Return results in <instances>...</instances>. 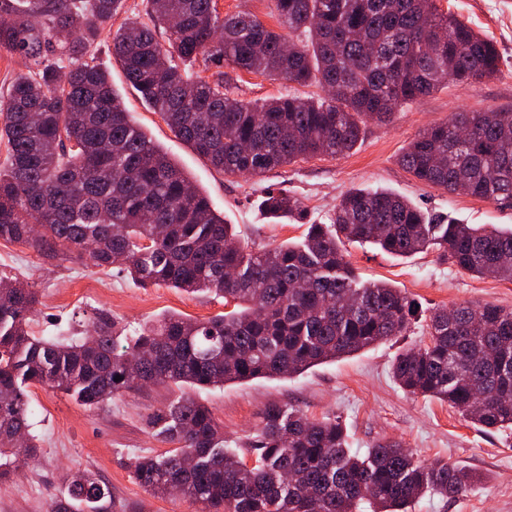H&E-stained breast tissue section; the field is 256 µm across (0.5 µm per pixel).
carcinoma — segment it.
<instances>
[{"mask_svg": "<svg viewBox=\"0 0 512 512\" xmlns=\"http://www.w3.org/2000/svg\"><path fill=\"white\" fill-rule=\"evenodd\" d=\"M283 35L256 14L222 16L215 0H148L152 25L112 33V55L130 85L212 168L263 177L298 159L351 152L363 126L452 80L494 76L493 41L441 12L436 0H270ZM122 0H0V49L35 69L0 96V240L40 254L69 250L127 272L138 285L212 293L236 303L198 320L169 314L121 343L113 324L68 343L33 336L39 298L0 270V482L19 454L33 456L27 389L64 392L88 408L134 387L133 378L182 394L148 423L177 448L134 462L155 497L171 488L200 512H408L430 493L455 498L475 482L445 461L407 449L352 450L342 424L271 404L260 413L247 464L224 447V426L187 390L285 377L403 335L417 302L386 282L357 281L344 242L401 257L429 249L461 270L512 281V230L458 224L379 188L345 192L329 224L303 242L249 251L235 225L131 118L91 50ZM316 86L321 94L245 101L197 62ZM428 185L489 201L512 199V112H454L419 134L399 158ZM272 218H303V203L269 191ZM428 341L394 360L406 392L448 403L467 421L512 429V309L492 302L431 312ZM121 380H115L116 376ZM486 394L471 408L474 392ZM25 437L18 443L16 436ZM51 512H112L94 473L65 477Z\"/></svg>", "mask_w": 512, "mask_h": 512, "instance_id": "cac0c4a2", "label": "carcinoma"}]
</instances>
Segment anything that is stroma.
Here are the masks:
<instances>
[{"label": "stroma", "mask_w": 512, "mask_h": 512, "mask_svg": "<svg viewBox=\"0 0 512 512\" xmlns=\"http://www.w3.org/2000/svg\"><path fill=\"white\" fill-rule=\"evenodd\" d=\"M492 39L501 56L498 73L476 83L451 82L422 102L402 108L389 123H368L355 149L340 156L299 160L261 178L233 177L210 169L143 102L113 57L107 36L93 50L96 63L111 75L112 86L136 123L208 196L213 209L235 225L242 244L261 250L270 244L303 240L308 225L328 223L340 197L359 187L383 188L408 197L423 210L462 224L512 229V202L448 194L419 183L398 158L420 131L458 111L490 108L512 111V0H436ZM223 76L233 96L254 100L307 88L231 68L209 70ZM296 197L307 209L305 221L272 223L260 202L265 189ZM343 250L361 281H386L420 303L425 312L461 303L493 302L512 309V282L464 272L430 250L409 258L369 243ZM0 268L17 274L40 299L30 323L34 335L85 336L93 321L108 317L120 336H133L165 313L196 319L224 314L223 298L189 295L164 285L146 288L117 269L104 270L69 252L43 256L17 243L0 241ZM423 317L405 335L381 342L294 377L229 382L200 391L198 400L224 425L227 447L242 449L259 422L261 410L278 403L308 416L339 419L352 448L379 443L411 449L427 461H448L477 472L479 481L463 496L421 498L412 512H512V431L485 430L464 419L447 403L414 396L393 380L391 367L403 350L427 340ZM177 388L146 387L125 392L103 408H87L47 387L30 392V432L38 445L34 459L0 486V512H48L65 494L66 472L89 469L112 488L116 512H197L179 495L154 497L136 481V457L160 456L170 442L154 435L147 417L178 396Z\"/></svg>", "instance_id": "stroma-1"}]
</instances>
